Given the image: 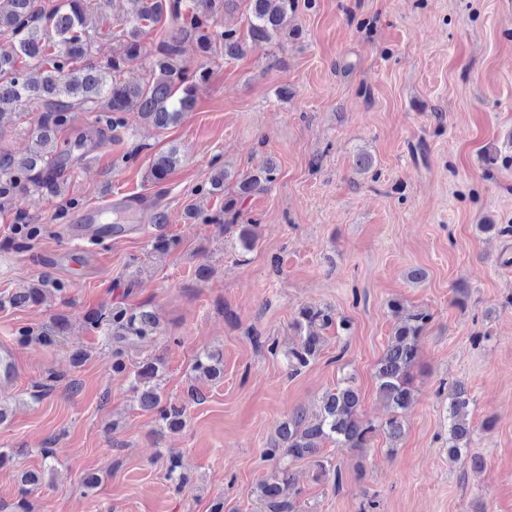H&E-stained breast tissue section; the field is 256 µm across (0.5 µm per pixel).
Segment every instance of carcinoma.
<instances>
[{
	"instance_id": "1",
	"label": "carcinoma",
	"mask_w": 512,
	"mask_h": 512,
	"mask_svg": "<svg viewBox=\"0 0 512 512\" xmlns=\"http://www.w3.org/2000/svg\"><path fill=\"white\" fill-rule=\"evenodd\" d=\"M137 9L123 30V44L112 58L102 62L93 56L94 35L86 28L84 0H60L44 11L37 0H0V34L9 43L0 48V122L11 111L31 101L42 105L30 130L31 146L23 156L0 150V210L15 211L16 223L23 225L20 242L26 246L42 232L39 225L18 208L19 200L31 192L63 194L60 172L80 163L85 156L86 136L78 133L65 141L61 134L73 129L74 113H94V128L99 133L118 132L126 127L125 115L138 113L143 120L159 129L177 123L181 115L194 106L195 81L205 79V72L190 70L182 56L183 44L193 40L201 52L224 54L226 59L243 56L250 48H271L295 34L293 20L296 0H248L250 17L246 34L235 29H218L220 19L237 8L238 0H135ZM165 26L155 53L146 66L141 82L125 79L128 65L141 58V38L146 29ZM176 146L157 158L150 169L156 182L165 180L180 161ZM277 166L236 175L225 168L215 170L206 194H224V206L210 214L201 209L193 217L205 223L224 220L227 228L237 231V242L245 252L256 242V224L239 223L242 204L275 180ZM234 191L226 194L228 180ZM152 250L167 254L178 241L158 234L151 241ZM63 282L40 278L20 293L0 296V309L36 304L47 290L63 293ZM398 318L386 350L375 368L377 394L390 410L382 425L363 419L360 399L348 376L322 397L318 411L312 415L297 408L276 433V439L264 450L269 461H292L315 458L319 473H326L324 460L318 458L322 445L336 443L339 448H365L376 433L382 432L390 442H397L404 432L402 413L414 399L413 370L418 362L420 343L432 321L426 309H406L400 302H389ZM88 324L103 329L119 344L114 351L112 368L124 372L125 349L152 339L158 334L155 314L145 305H115L108 311H94ZM336 327L350 330L349 320L336 319L321 307L299 309L294 319L298 334L296 344L288 347L284 357L290 375L310 366L322 350V331ZM65 320L53 319L38 331L24 329L17 341L25 344L37 339L51 345L64 335ZM222 357L213 352L196 356L193 370L203 375L220 371ZM161 360L142 363L134 372L133 388L142 410L155 413L163 426L179 428L185 421V408L163 402L161 394ZM470 397L461 383L448 386V459L457 460L469 448L473 428L469 419ZM168 478L182 490L188 478L181 472L180 456L173 453L167 464ZM265 512H294V477L281 467L254 487Z\"/></svg>"
}]
</instances>
